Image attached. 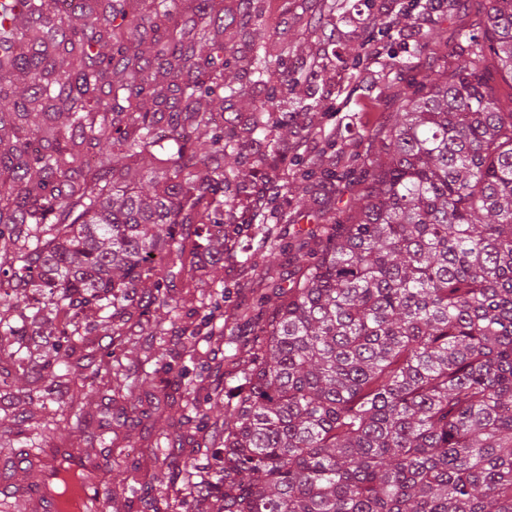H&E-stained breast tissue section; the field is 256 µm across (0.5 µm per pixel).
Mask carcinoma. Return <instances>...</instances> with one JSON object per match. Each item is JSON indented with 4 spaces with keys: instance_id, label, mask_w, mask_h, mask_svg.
<instances>
[{
    "instance_id": "cac0c4a2",
    "label": "carcinoma",
    "mask_w": 512,
    "mask_h": 512,
    "mask_svg": "<svg viewBox=\"0 0 512 512\" xmlns=\"http://www.w3.org/2000/svg\"><path fill=\"white\" fill-rule=\"evenodd\" d=\"M56 2L0 7V99L27 81L0 113V366L37 373L0 408L44 409L82 369L107 377L123 414L160 417L168 395L143 408L131 365L111 350L82 364L76 350L95 334L140 366L156 354L130 308L165 302L177 272L155 259H181L184 227L198 261L224 262L247 186L225 163L240 153L235 125L209 105L239 94L226 71L240 66L270 88L248 132L290 127L291 52L267 47L262 0L231 12L187 0L182 13L107 0L104 18L89 0ZM233 25L253 27L245 58L224 55ZM460 51L404 98L364 161L358 211L319 257L296 255L299 281L235 348L238 371L211 398L229 412L220 445L183 465L193 512H512V108L484 78L492 61L512 83V0H488L484 35ZM143 159L151 193L137 186ZM195 394L183 385L186 438L209 419ZM91 396V382L73 389L53 425L76 419L110 456L72 416Z\"/></svg>"
}]
</instances>
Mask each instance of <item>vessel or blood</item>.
Segmentation results:
<instances>
[{
	"instance_id": "obj_1",
	"label": "vessel or blood",
	"mask_w": 512,
	"mask_h": 512,
	"mask_svg": "<svg viewBox=\"0 0 512 512\" xmlns=\"http://www.w3.org/2000/svg\"><path fill=\"white\" fill-rule=\"evenodd\" d=\"M109 465L106 459L90 465L84 448L74 444L47 449L40 463L31 468L36 487L31 495L34 512H82L86 502L106 503L107 489L100 473ZM67 472L78 480L71 487L70 498L65 499L54 493L52 484Z\"/></svg>"
}]
</instances>
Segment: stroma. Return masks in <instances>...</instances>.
Segmentation results:
<instances>
[{"instance_id": "stroma-1", "label": "stroma", "mask_w": 512, "mask_h": 512, "mask_svg": "<svg viewBox=\"0 0 512 512\" xmlns=\"http://www.w3.org/2000/svg\"><path fill=\"white\" fill-rule=\"evenodd\" d=\"M319 2L265 0L266 30L293 47L291 69L298 75L305 71L309 51L323 46L321 31L313 24ZM486 4L487 0H440L438 6L421 9L413 27L402 22L408 0H348L336 11L332 47L342 53V61L327 62L285 100L291 112H297V99L309 103V110L298 112L297 124L322 128L321 136L308 140L307 152L322 159L323 169L304 177L288 159L275 163V180L269 183L253 165L254 157L265 152V143L248 139L242 149V168L249 171L251 184L249 195L240 199V209L249 213L256 203H266V216L281 247H271L247 230L242 250L226 253L223 267L210 277L187 268L176 278L171 293L175 312L162 321L166 336L160 346L167 354L191 347L199 361L209 365V372L196 382L199 396L209 395L233 373L231 343L247 331L233 320V312L246 307L259 319L273 316L278 289L291 285L299 248L315 246L326 225L344 222L360 206L366 155L375 149L414 83L455 69L463 35L484 31ZM429 30L436 32V39L416 50V42ZM393 56L404 61V68H389ZM248 254L258 269L251 276L243 273L242 260ZM191 323L199 325L201 334L190 340L182 328ZM213 329L223 334V341L208 338ZM180 414L181 406L175 403L158 421L128 423L126 446L112 456L114 484L107 512H152L154 501L169 503L175 512H191L190 505L178 503L181 468L190 444L171 448L165 466H156L153 460L156 441L175 434ZM136 458L141 461L136 474L140 497L129 504L120 481Z\"/></svg>"}]
</instances>
